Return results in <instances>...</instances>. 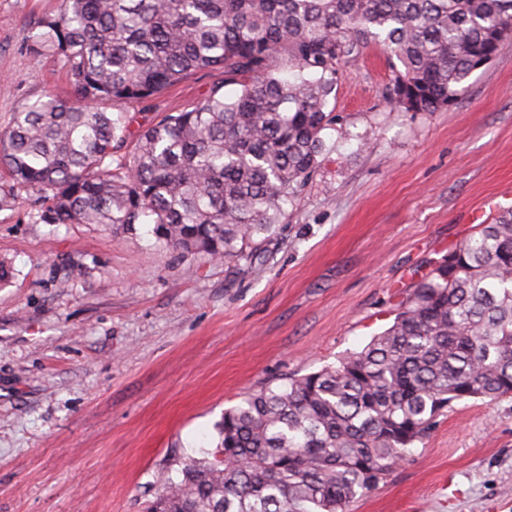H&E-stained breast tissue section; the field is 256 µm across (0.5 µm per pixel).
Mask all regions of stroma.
<instances>
[{"label": "stroma", "instance_id": "35a3bbf8", "mask_svg": "<svg viewBox=\"0 0 512 512\" xmlns=\"http://www.w3.org/2000/svg\"><path fill=\"white\" fill-rule=\"evenodd\" d=\"M62 7L0 0V131L25 99L69 97L63 65L26 49ZM395 75L377 44L350 66L320 166L233 275L159 247L148 224L130 236L0 205V512H144L159 473L216 447L225 409L361 350L475 231L472 212L512 206V37L446 108L392 107ZM223 78L126 103L128 143ZM348 512H512V397L453 402Z\"/></svg>", "mask_w": 512, "mask_h": 512}]
</instances>
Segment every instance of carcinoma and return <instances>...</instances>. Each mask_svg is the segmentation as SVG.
<instances>
[{
    "label": "carcinoma",
    "instance_id": "obj_1",
    "mask_svg": "<svg viewBox=\"0 0 512 512\" xmlns=\"http://www.w3.org/2000/svg\"><path fill=\"white\" fill-rule=\"evenodd\" d=\"M29 52L63 62L72 97L24 101L0 134L36 222L110 224L183 257L252 263L277 236L335 121L340 78L372 43L400 69L389 104L453 103L512 35V0H64ZM224 81L141 131L127 102L190 75ZM512 395V207L461 240L334 367L242 398L219 442L181 462L147 512H347L455 401Z\"/></svg>",
    "mask_w": 512,
    "mask_h": 512
}]
</instances>
